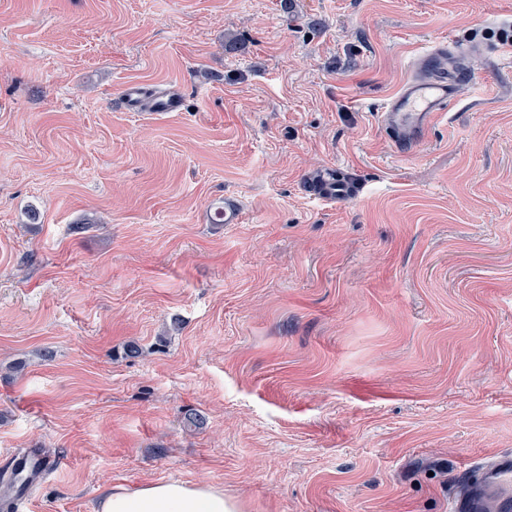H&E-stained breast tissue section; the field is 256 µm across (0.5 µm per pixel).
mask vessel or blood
Listing matches in <instances>:
<instances>
[{
	"mask_svg": "<svg viewBox=\"0 0 512 512\" xmlns=\"http://www.w3.org/2000/svg\"><path fill=\"white\" fill-rule=\"evenodd\" d=\"M474 48L470 45H437L419 53L412 61L410 78L386 103L380 117L395 140L406 143L421 139L434 119L446 110L459 91L466 64ZM122 104L127 111H141L150 103L155 112H178L182 90L172 85L153 100H146L142 87L124 86ZM465 488L453 495L452 512H512V455L500 452L482 459L467 470Z\"/></svg>",
	"mask_w": 512,
	"mask_h": 512,
	"instance_id": "vessel-or-blood-1",
	"label": "vessel or blood"
}]
</instances>
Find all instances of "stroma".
Returning a JSON list of instances; mask_svg holds the SVG:
<instances>
[{
	"label": "stroma",
	"instance_id": "obj_1",
	"mask_svg": "<svg viewBox=\"0 0 512 512\" xmlns=\"http://www.w3.org/2000/svg\"><path fill=\"white\" fill-rule=\"evenodd\" d=\"M509 28L512 0H0V472L57 460L34 512L166 480L449 512L512 451ZM451 42L465 85L402 147L380 114ZM129 82L185 107L123 111ZM182 90L177 85H171L164 92L153 97L149 112H179L182 110Z\"/></svg>",
	"mask_w": 512,
	"mask_h": 512
}]
</instances>
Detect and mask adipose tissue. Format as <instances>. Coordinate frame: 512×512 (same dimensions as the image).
Returning a JSON list of instances; mask_svg holds the SVG:
<instances>
[{
    "mask_svg": "<svg viewBox=\"0 0 512 512\" xmlns=\"http://www.w3.org/2000/svg\"><path fill=\"white\" fill-rule=\"evenodd\" d=\"M100 512H243V507L208 484L166 481L112 487L102 497Z\"/></svg>",
    "mask_w": 512,
    "mask_h": 512,
    "instance_id": "ef3b65f1",
    "label": "adipose tissue"
}]
</instances>
